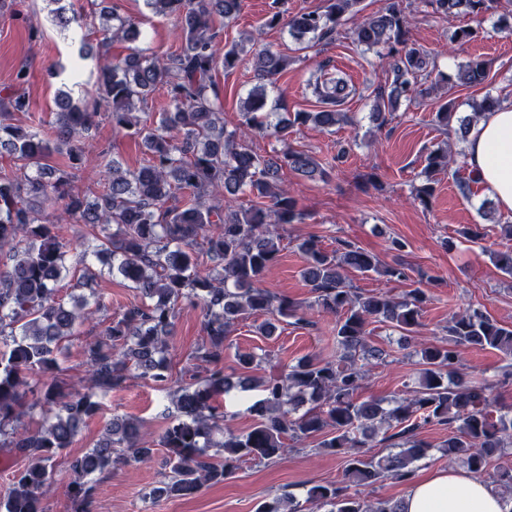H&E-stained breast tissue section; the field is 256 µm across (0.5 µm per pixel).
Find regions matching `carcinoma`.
Masks as SVG:
<instances>
[{"label":"carcinoma","instance_id":"1","mask_svg":"<svg viewBox=\"0 0 512 512\" xmlns=\"http://www.w3.org/2000/svg\"><path fill=\"white\" fill-rule=\"evenodd\" d=\"M51 21L62 32L83 28V19L68 14L62 0H45ZM154 14L174 16L182 40L180 51L152 57L135 47L141 39L139 22L116 9L100 8L98 19L112 37L133 45L124 57L107 45L96 47L81 38L77 55L93 60L96 91L66 83L55 98L56 120L51 137L11 122V114L29 108L18 93L0 107V155L11 156L18 174L0 178V449L23 458L13 471L0 512H46L44 499L55 485L56 459L72 444L82 425L98 414L99 396L137 376L164 387L170 377L167 358L176 306L186 299L202 305L208 344L195 355L210 365L205 375L182 387L173 398L175 414L159 439L141 432L138 421L116 417L107 422L99 442L68 461L71 475L66 494L78 512H88L95 485L91 477L129 462L152 459L155 447L166 450L164 479L146 494L151 500L192 496L221 483L246 461H269L286 451L285 440L322 437L318 447L345 458L352 482L370 485L383 479L409 482L414 464L427 456L428 445L417 438L424 426L448 428L442 456L462 460L481 475L512 451V407L493 409L492 385L474 382L459 371L462 348L494 349L512 356V327L470 308L448 321V339L422 346L418 386L389 401L356 397L370 367L386 360L387 351L372 345L367 327L385 323L407 344L421 326L426 293L409 290L396 300L386 293H362L346 272H380L371 253L348 240L327 251L316 237L300 248L306 256L303 277L320 311L336 316L337 359L301 360L279 377L232 379L221 360L224 340L235 322L265 315L260 330L274 334L279 317H294L297 306L260 287L265 272L280 252L278 227L300 222L304 214L288 190L277 185L287 168L314 180L326 168L311 154L289 148L266 158L249 145L254 133L267 131L286 144L294 126L312 124L330 131L347 121L338 110L351 93L346 79L326 77L315 82L321 109L316 112L275 111L266 85L288 68V57L268 48L252 53L259 84L250 91L238 130L224 127V104L216 70H234L244 46L235 44L218 54L216 21L229 22L241 0H145ZM325 10L287 16L269 15L263 26L286 27L298 41L307 36L336 33L340 19L360 17L351 29L353 40L377 49L393 74L390 92H379L382 104L373 119L382 126L386 111L400 98L416 100L420 86L431 77L429 54L409 38L404 0H385L378 11L364 15L362 0H326ZM441 15H479L499 7L500 0H431ZM490 65L474 58L458 74L469 87L485 83ZM166 89L170 108L159 113L155 126L142 122L137 111L156 88ZM106 116L115 133L141 137L148 159L134 170L102 151L98 155L105 192L94 198L75 184L84 140ZM455 104L448 100L433 114L436 126L449 130ZM451 153H428L425 180L413 187L415 199L429 204L440 175L451 172ZM244 195L268 199L267 207L232 204ZM91 227V237L73 252L63 236L64 225ZM117 231L110 232L111 226ZM214 263L203 271L196 246ZM120 276L140 292L129 306L83 348L88 388L65 394L60 385L59 355L76 326L106 309L104 296L93 288V262ZM84 266L79 287L88 295L58 297L70 263ZM50 381L34 390L32 372ZM256 389L260 397L248 407L254 424L246 432L224 427L217 400L234 390ZM38 414L43 424L31 432L21 426L25 416ZM383 432L382 441L398 452L381 458L361 453L368 439ZM308 500L330 506L329 512H400L399 503L364 501L330 485H316Z\"/></svg>","mask_w":512,"mask_h":512}]
</instances>
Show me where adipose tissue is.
I'll list each match as a JSON object with an SVG mask.
<instances>
[{"label": "adipose tissue", "mask_w": 512, "mask_h": 512, "mask_svg": "<svg viewBox=\"0 0 512 512\" xmlns=\"http://www.w3.org/2000/svg\"><path fill=\"white\" fill-rule=\"evenodd\" d=\"M469 170L500 210L512 212V103L481 115L465 143ZM403 512H512L484 481L463 470L431 472L414 481Z\"/></svg>", "instance_id": "obj_1"}]
</instances>
